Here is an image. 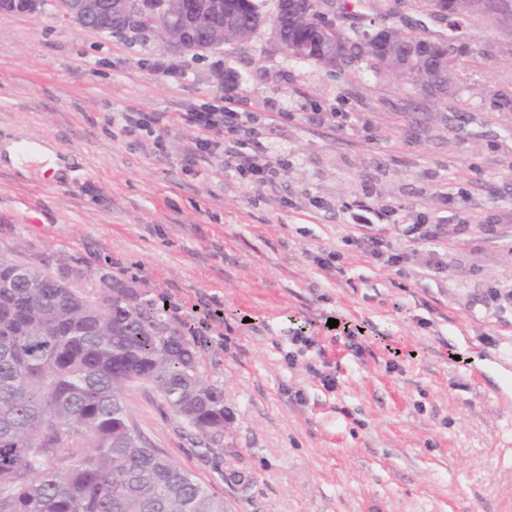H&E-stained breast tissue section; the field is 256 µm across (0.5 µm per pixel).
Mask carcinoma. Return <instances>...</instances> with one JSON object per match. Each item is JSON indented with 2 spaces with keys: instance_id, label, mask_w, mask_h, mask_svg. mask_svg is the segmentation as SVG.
Segmentation results:
<instances>
[{
  "instance_id": "carcinoma-1",
  "label": "carcinoma",
  "mask_w": 512,
  "mask_h": 512,
  "mask_svg": "<svg viewBox=\"0 0 512 512\" xmlns=\"http://www.w3.org/2000/svg\"><path fill=\"white\" fill-rule=\"evenodd\" d=\"M263 4L227 0L241 39ZM94 30L126 22L102 11ZM346 30L341 71L369 64ZM0 257V512H227L205 482L134 434L124 394L148 383L204 440L223 433L224 397L205 383L185 333L133 288L102 294Z\"/></svg>"
}]
</instances>
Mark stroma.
Returning <instances> with one entry per match:
<instances>
[{
    "instance_id": "stroma-1",
    "label": "stroma",
    "mask_w": 512,
    "mask_h": 512,
    "mask_svg": "<svg viewBox=\"0 0 512 512\" xmlns=\"http://www.w3.org/2000/svg\"><path fill=\"white\" fill-rule=\"evenodd\" d=\"M388 22L448 33L414 0ZM457 47L455 93L430 99L373 68L296 62L261 33L197 56L53 8L0 12V144L46 139L66 167L23 178L0 162V257L75 269L85 289L121 281L186 328L224 395L213 453L151 385L125 399L148 443L230 512H512V308L492 295L512 290V107L496 101L512 88V30L472 15ZM236 89L284 164L261 191L222 152L187 166L192 126L164 127L153 149L122 131L124 116L199 111ZM272 112L292 119L269 123ZM443 182L465 198L443 205ZM367 191L375 207L445 225L447 274L404 277L344 245L345 210ZM325 249L340 254L329 274L314 262ZM331 315L359 335L327 331ZM299 328L310 343L292 360Z\"/></svg>"
}]
</instances>
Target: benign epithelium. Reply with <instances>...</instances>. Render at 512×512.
<instances>
[{
  "label": "benign epithelium",
  "mask_w": 512,
  "mask_h": 512,
  "mask_svg": "<svg viewBox=\"0 0 512 512\" xmlns=\"http://www.w3.org/2000/svg\"><path fill=\"white\" fill-rule=\"evenodd\" d=\"M215 18V30L224 13L223 0H169V8L163 14H156L147 23L145 31L156 34L170 47L186 52H207L223 47L224 41L213 37L199 42L186 38V31L195 24L198 3ZM112 13L127 18L133 25L143 16L132 10L131 0H112L108 3ZM471 14L491 15L503 26L512 28V0H447L443 8L435 10L440 15L453 14L462 7ZM96 3H85L68 9L58 8L59 15L80 27L87 28L92 20ZM288 14H296L305 29V40H288L283 31L279 13L258 19L257 27H269L276 44L292 55L309 48L321 53V64L335 67L346 55V45L336 38V31L345 30L349 20L339 16L336 4L331 0H288L284 3ZM432 41L424 37L411 42L404 41L402 31L388 24V19L376 21L361 34L360 47L369 56L375 66L384 72L402 74L408 72V64L418 65L416 85L420 91L430 97L451 93L456 86V71L445 64L442 56L431 51Z\"/></svg>",
  "instance_id": "obj_1"
}]
</instances>
